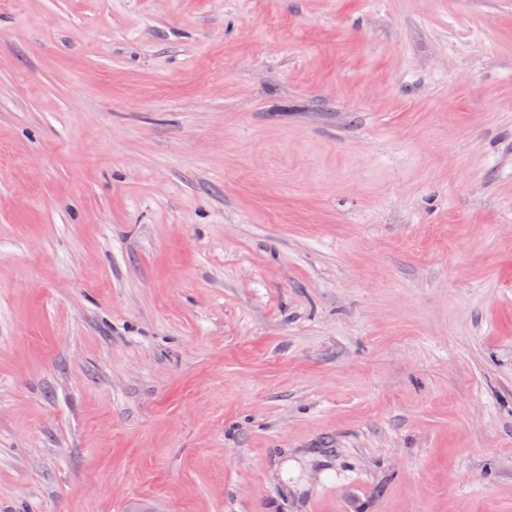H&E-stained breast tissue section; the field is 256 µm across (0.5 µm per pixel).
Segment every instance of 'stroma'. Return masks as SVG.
Returning <instances> with one entry per match:
<instances>
[{
	"label": "stroma",
	"instance_id": "1",
	"mask_svg": "<svg viewBox=\"0 0 512 512\" xmlns=\"http://www.w3.org/2000/svg\"><path fill=\"white\" fill-rule=\"evenodd\" d=\"M0 512H512V0H0Z\"/></svg>",
	"mask_w": 512,
	"mask_h": 512
}]
</instances>
